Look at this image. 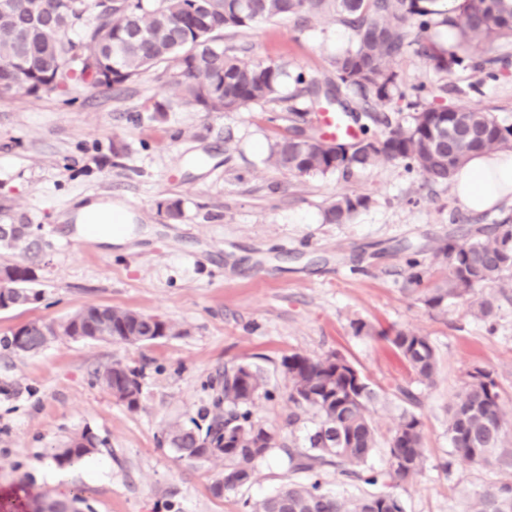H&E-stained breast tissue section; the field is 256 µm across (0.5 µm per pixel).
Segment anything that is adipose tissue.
Segmentation results:
<instances>
[{
	"instance_id": "adipose-tissue-1",
	"label": "adipose tissue",
	"mask_w": 512,
	"mask_h": 512,
	"mask_svg": "<svg viewBox=\"0 0 512 512\" xmlns=\"http://www.w3.org/2000/svg\"><path fill=\"white\" fill-rule=\"evenodd\" d=\"M453 192L464 208L482 212L512 201V149L473 155L452 178Z\"/></svg>"
}]
</instances>
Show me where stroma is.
Wrapping results in <instances>:
<instances>
[{"mask_svg": "<svg viewBox=\"0 0 512 512\" xmlns=\"http://www.w3.org/2000/svg\"><path fill=\"white\" fill-rule=\"evenodd\" d=\"M351 38L328 11L228 31L223 43L246 61L321 80ZM495 53V81L470 69L436 71L412 53L393 68L402 88H432L430 104L483 108L512 126V44L499 43ZM177 74L170 61L118 90L0 95V205L31 224L43 247L41 300L0 310V494L63 498L77 490L93 512H242L244 499H263L306 474L293 472L278 450L240 491L217 497L211 487L223 462L178 459L158 444L165 428L210 406L218 371L250 363L277 389L274 400L257 402L256 416L283 434L286 447H305L304 430L287 428L281 360L338 353L380 388L372 417L382 439L403 407L394 388L413 387L420 398L427 463L400 490L405 512H469L474 491L502 475L449 460L448 407L479 367L493 372L512 412V281L483 288L494 305L488 323L458 301L429 311L408 284V250L439 277L435 253L471 216L451 183L384 159L347 178L288 173L267 156L288 127L281 115L294 83L277 101L206 112L183 100ZM158 101L166 112H155ZM342 193L371 203L348 223H327L324 212ZM89 197L122 202L132 214V223L112 227L123 243L69 221ZM168 198L181 200L180 221L159 211ZM90 304L158 315L180 333L138 345L61 339L28 355L7 348L18 326ZM360 321L374 335L356 334ZM397 330L433 344V385L419 384L386 341ZM118 361L143 371L138 410L95 382L96 370ZM85 432L100 442L85 467H58L54 449Z\"/></svg>", "mask_w": 512, "mask_h": 512, "instance_id": "1", "label": "stroma"}]
</instances>
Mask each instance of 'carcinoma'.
Masks as SVG:
<instances>
[{"label":"carcinoma","instance_id":"obj_1","mask_svg":"<svg viewBox=\"0 0 512 512\" xmlns=\"http://www.w3.org/2000/svg\"><path fill=\"white\" fill-rule=\"evenodd\" d=\"M0 7V94L36 95L50 84L65 94L81 88L119 89L134 81L148 67L176 60L177 85L183 99L207 112L236 110L251 103L278 100L288 73L279 65L250 63L220 44L226 30L246 28L259 21L285 16L315 14L331 5L341 22L352 31L351 44L336 52L332 60L335 78L319 84L297 74L294 82L303 91L340 98L359 96L366 103L365 117L386 130L347 145L322 142V137L304 135L311 123L307 104L286 107L293 133L276 140L268 161L292 174L348 175L384 158L404 164L407 171L420 172L434 182H446L455 169L476 152L512 146V126H504L481 108H448L425 105V85L407 93L400 89L392 63L410 49L429 61L437 71L476 69L483 79L498 78V58L487 56L476 63L473 55L501 40L512 41V7L504 0H463L459 13L448 20L456 31L454 45L410 39V29L432 28V12L420 0H7ZM407 101L412 110L407 125H392L377 115L375 104ZM366 196L343 194L326 209L331 224H345L369 206ZM447 266L446 275L427 287L423 304L443 311L450 300L466 303L472 314L487 319L493 303L478 296L489 282L502 281L512 272V221L470 224L435 254ZM407 280L420 287L427 273L417 253L406 258ZM11 281L0 287V304L14 301L22 293L38 301L34 268L26 263L3 266ZM31 346L23 349L12 337L10 347L22 354L37 353L54 341L83 336L112 339L128 344L156 341L173 336L177 327L163 319L155 321L131 309L88 305L80 323H63L56 331L50 322L21 327ZM387 340L424 385L435 382L438 362L426 336L398 330ZM288 381V428L309 420L308 446L288 449L295 471L314 476L308 484L286 483L274 494L246 512H405L395 489L419 475L426 464L423 424L414 411L417 396L397 386L396 395L405 403L388 439L386 467L363 475L377 445L372 406L378 393L365 377L355 379L358 369L343 355L332 353L312 359L293 353L281 360ZM142 370L115 362L95 380L130 410L140 407ZM218 392L211 407L198 411L190 423L173 422L165 441L180 457L193 463L224 461V479L212 486L215 496L235 492L251 481L257 466L279 448L277 435L255 415L256 400L275 397L259 368L242 363L216 380ZM509 420L503 408L499 385L489 370L477 368L468 374L448 409L450 456L480 467L496 466L512 471V448L504 447ZM100 442L88 433L70 440L53 454L60 467L74 463L98 448ZM325 466H334L347 478L368 484L378 482L389 490L346 499L321 489L317 476ZM35 512H77L84 502L77 495L71 503L32 497ZM472 512H512V479L474 492Z\"/></svg>","mask_w":512,"mask_h":512}]
</instances>
